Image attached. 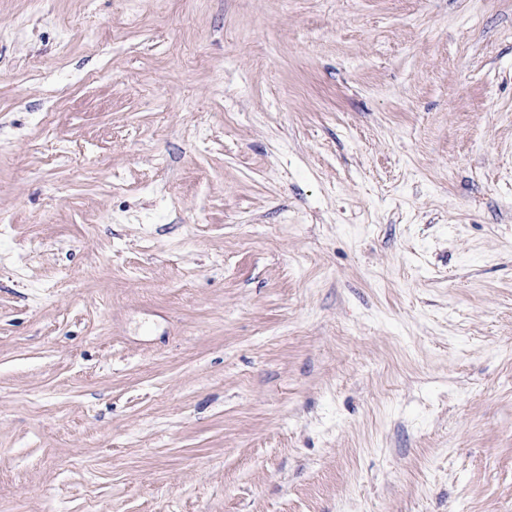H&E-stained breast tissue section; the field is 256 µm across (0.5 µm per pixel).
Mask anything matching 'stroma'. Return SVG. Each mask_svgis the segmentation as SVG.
<instances>
[{"mask_svg":"<svg viewBox=\"0 0 512 512\" xmlns=\"http://www.w3.org/2000/svg\"><path fill=\"white\" fill-rule=\"evenodd\" d=\"M1 224L0 512H512V0H0Z\"/></svg>","mask_w":512,"mask_h":512,"instance_id":"35a3bbf8","label":"stroma"}]
</instances>
